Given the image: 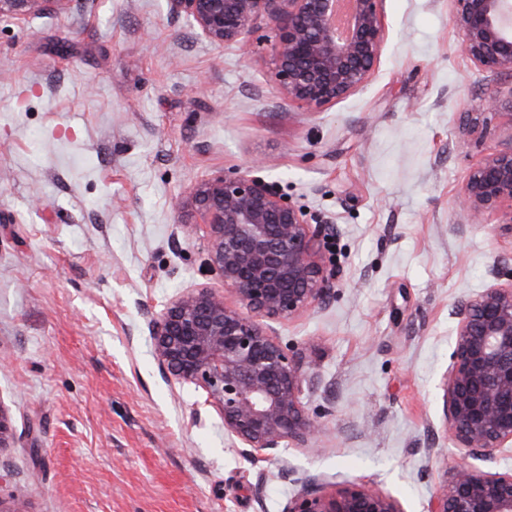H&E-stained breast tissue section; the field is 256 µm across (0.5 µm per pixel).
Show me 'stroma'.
Masks as SVG:
<instances>
[{
	"label": "stroma",
	"instance_id": "35a3bbf8",
	"mask_svg": "<svg viewBox=\"0 0 512 512\" xmlns=\"http://www.w3.org/2000/svg\"><path fill=\"white\" fill-rule=\"evenodd\" d=\"M372 80L309 111L271 82L269 46L215 47L165 0H75L0 23V450L10 512H281L296 477L361 479L426 512L463 457L440 383L460 299L512 274L502 217L457 192L512 144L463 116L512 77L461 54L450 0H383ZM259 159L328 224L336 294L277 323L311 368V450L254 461L202 392L155 360L150 316L202 284L206 240L177 203ZM42 206H34L33 196Z\"/></svg>",
	"mask_w": 512,
	"mask_h": 512
}]
</instances>
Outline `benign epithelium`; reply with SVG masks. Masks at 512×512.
I'll use <instances>...</instances> for the list:
<instances>
[{"mask_svg": "<svg viewBox=\"0 0 512 512\" xmlns=\"http://www.w3.org/2000/svg\"><path fill=\"white\" fill-rule=\"evenodd\" d=\"M73 0H0V19L59 14ZM383 0H167L169 16L190 21L215 47L237 45L264 26L274 32L276 89L316 110L361 89L384 40ZM463 55L512 75V0H452ZM259 163L222 171L178 202L191 208L207 242L206 264L222 284L189 288L148 323L159 368L206 394L232 447L251 459L292 444L311 449L320 421L302 402L303 358L271 323L290 321L336 288L325 261L329 227L258 175ZM465 217L500 213L512 230V145L470 171L459 190ZM457 334L444 374L443 416L465 458L494 462L512 447V279L458 301ZM14 439L0 406V449ZM282 512H405L394 496L362 480L331 490L296 479ZM427 512H512V471L458 466Z\"/></svg>", "mask_w": 512, "mask_h": 512, "instance_id": "7a95c632", "label": "benign epithelium"}]
</instances>
